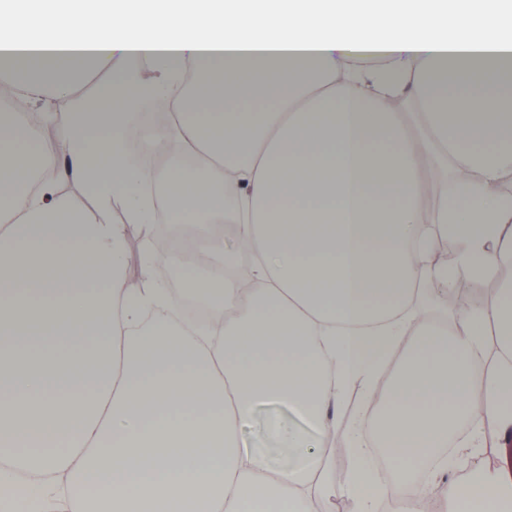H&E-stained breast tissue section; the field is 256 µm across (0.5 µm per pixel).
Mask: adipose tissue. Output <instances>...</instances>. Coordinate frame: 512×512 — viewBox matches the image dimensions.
<instances>
[{
  "label": "adipose tissue",
  "mask_w": 512,
  "mask_h": 512,
  "mask_svg": "<svg viewBox=\"0 0 512 512\" xmlns=\"http://www.w3.org/2000/svg\"><path fill=\"white\" fill-rule=\"evenodd\" d=\"M1 61L55 132L0 105L1 482L40 472V512H321L337 489L356 512H512L504 467L375 484L363 432L384 421L402 472L460 420L469 448L512 437V281L449 321L418 305L512 262V0H0ZM143 100L180 146L173 223L213 227L204 262L165 257L215 316L194 330L144 324L165 297L127 284ZM357 383L383 405L358 409L340 485L328 432ZM264 404L306 423L265 428L287 465L242 438ZM55 477L80 496L48 500Z\"/></svg>",
  "instance_id": "adipose-tissue-1"
}]
</instances>
